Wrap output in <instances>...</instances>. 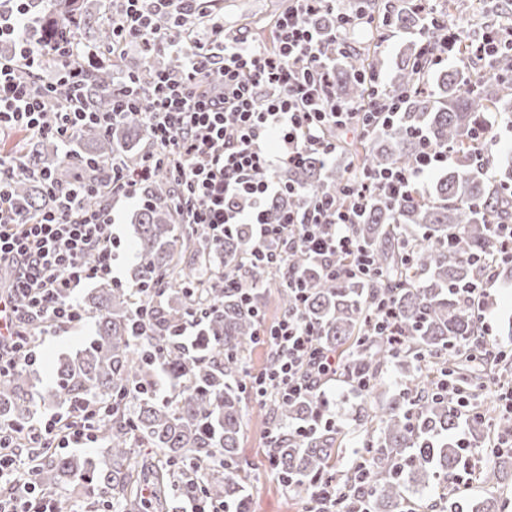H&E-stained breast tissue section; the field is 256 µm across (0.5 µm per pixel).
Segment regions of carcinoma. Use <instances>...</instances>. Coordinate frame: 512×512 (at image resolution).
Returning a JSON list of instances; mask_svg holds the SVG:
<instances>
[{
  "mask_svg": "<svg viewBox=\"0 0 512 512\" xmlns=\"http://www.w3.org/2000/svg\"><path fill=\"white\" fill-rule=\"evenodd\" d=\"M104 7L94 0H35L31 14L39 17L32 31L36 38L62 48L78 30H94L93 42H112V26L92 20ZM378 13L381 24L397 30L417 31L424 15L416 3L365 0L347 3L335 13L303 15L304 23L324 28L339 26L338 14ZM79 19L78 27L69 24ZM448 15L428 26V35L412 42L392 68L391 83L379 85V96L402 99V108L389 125L365 128L361 149L350 153L340 147L336 161L316 154L281 169L279 178L298 193L277 198L267 220L280 222L284 212L299 211L313 198H336L347 208L350 197L343 189L351 178L385 168L409 170L420 151V132L437 147L455 153L459 166L422 189L410 184L409 193L390 197L375 194L361 223L350 231L372 261L367 275L352 274L349 260L336 255L339 277L328 278L320 263L295 249L288 265L304 281L306 300L298 302L288 280L273 271L263 281H247L250 299L242 301L239 288H215L206 277L213 258L206 229L184 223L185 210L177 206L173 184L162 173L144 182L135 214L136 264L125 287L103 283L87 295L97 317L96 335L83 349L53 367L48 397L72 404L90 400L107 407L108 421L100 427L101 441L110 455L102 469L92 461L64 455L49 448L39 458V481L50 489L60 482L82 483L89 494L112 501V512H142L138 493L139 451L157 448L162 457L148 470L149 478L166 501H193L199 492L224 500L231 512H248L238 448L243 436L244 373L241 355L253 346L263 314L261 288L277 289L281 308L315 325L325 346L349 353L344 374L366 383L357 420L371 431L365 438L364 474L349 471L344 489L348 502L365 490L372 512H399L411 487L429 488L432 482L456 469L460 448L450 441L459 418L448 412V399L433 398L434 376L442 368L458 387L470 384L464 343L478 340L481 329L473 309L457 288L476 283L490 274L512 279V258L495 241L492 224H512V155L501 160L492 146L479 143L476 134L487 128L485 113L512 121V43L499 45L490 56H480L481 44L460 31L455 42L459 65L438 67L445 54L443 35ZM487 61L492 74L479 73ZM178 57L145 61L127 70L120 61L105 60L92 69L87 105L102 112L112 104V80L132 73L142 98L151 92L153 77L163 68L176 71ZM383 61L369 59L350 47L336 56L332 82L336 94L358 105L371 96L367 75L382 74ZM69 87H54L46 125L54 126L55 113L66 103ZM149 137L145 124L130 117L105 130L83 127L80 150L74 156L60 149L50 134L30 136L22 155L35 172L49 171L66 186L80 177L93 186L111 179L106 163L123 157L129 170L142 164L143 154L130 147ZM17 207L36 215L55 206L54 197L41 181L27 174L6 180ZM249 230L224 240L218 256L224 272L234 274L249 261ZM483 257L475 262V256ZM392 300L404 332L402 345H391L369 333L379 298ZM150 309L151 336L141 339L133 331L137 309ZM194 317L193 336L179 335V327ZM405 369L404 388L384 402L382 371L392 360ZM164 375L179 383L168 399L153 389ZM28 370L20 366L0 381V417L23 428L29 414ZM266 410L280 426L271 453L278 471L290 483L294 496L306 500L315 487L334 476L336 457L344 433L321 419L324 407L311 399L284 401L272 395ZM314 423L306 435L295 426ZM192 471L195 481L182 473ZM485 483L512 482V454L495 459L483 473ZM512 503L489 497L472 505L455 496L434 504L439 512H507Z\"/></svg>",
  "mask_w": 512,
  "mask_h": 512,
  "instance_id": "cac0c4a2",
  "label": "carcinoma"
}]
</instances>
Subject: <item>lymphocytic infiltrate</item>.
<instances>
[{"mask_svg": "<svg viewBox=\"0 0 512 512\" xmlns=\"http://www.w3.org/2000/svg\"><path fill=\"white\" fill-rule=\"evenodd\" d=\"M0 43L14 46L11 60L0 61V133L23 129L41 132L47 104L57 82L68 84L67 107L56 115L53 134L69 146L82 126L112 124L141 111L153 151L143 157L138 174L112 166V184L104 198L95 188H54L53 209L29 216L18 211L0 183V262L13 276L0 296V378L19 360L35 362L36 340L44 330L59 331L80 323L85 309L78 290L112 275L119 255L112 232L115 199L139 196V181L159 162L156 150L176 156L171 173L181 190L188 221L204 225L214 245L233 230L252 229L251 272L281 267L288 251L299 249L336 276V256L345 254L350 269L368 273L369 262L349 227L358 223L370 197L421 180L445 162L449 150L423 147L412 170L383 169L346 185L352 199L342 209L335 199L310 201L301 212H286L280 223L266 221L267 205L289 187L277 173L309 153L335 157L336 130L357 127L358 116L390 121L397 104L385 101L373 110L343 103L330 79V63L341 53L335 35L300 22L303 14L332 13L336 0H293L275 24L274 47L242 34H228L224 15L209 10L210 0H120V17L112 42L98 47L69 45L52 77H45L44 51L30 39L29 0H4ZM179 57L181 68L157 72L147 104H140L134 79L112 85V108L93 112L83 90L90 61L128 45ZM29 80H22L19 68ZM219 72V82L208 81ZM273 347L270 370L250 375L247 388L256 400L269 391L282 398L308 397L326 402L325 389L335 381L342 361L322 346L310 323L283 316L267 333ZM107 412L84 401L30 425L26 431L0 422V512H52L53 495L35 480L37 453L97 443Z\"/></svg>", "mask_w": 512, "mask_h": 512, "instance_id": "1", "label": "lymphocytic infiltrate"}]
</instances>
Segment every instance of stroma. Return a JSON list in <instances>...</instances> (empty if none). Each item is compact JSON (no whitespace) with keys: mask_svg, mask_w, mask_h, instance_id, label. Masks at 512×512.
I'll list each match as a JSON object with an SVG mask.
<instances>
[{"mask_svg":"<svg viewBox=\"0 0 512 512\" xmlns=\"http://www.w3.org/2000/svg\"><path fill=\"white\" fill-rule=\"evenodd\" d=\"M291 0H217L224 11V25L230 30L242 32L251 40H258L256 21L274 25L278 16L287 10ZM412 40L411 34L386 28H365L351 33L352 46H371L386 66H393ZM136 202L119 199L112 203L114 233L121 240L115 276L128 281L135 264L133 246L132 216ZM489 303L485 309L486 322L493 336L500 341L512 338V280L497 279L487 287ZM95 330L94 315H87L83 324L75 329L53 332L42 336L39 351L42 355L32 367L31 392L35 418L59 412L60 407L52 402L44 391L51 379V369L59 358L72 354L91 338ZM336 413V422L343 428L345 437L336 464L337 480H344L348 462L353 452L360 448L363 433L358 427L354 413L360 403L359 395L349 391L344 382H337L331 388L329 398ZM270 418L263 407L254 400L245 403V430L240 443L239 459L246 475L248 512H302L301 502L287 493L275 470L269 466L271 453L264 434Z\"/></svg>","mask_w":512,"mask_h":512,"instance_id":"1","label":"stroma"}]
</instances>
